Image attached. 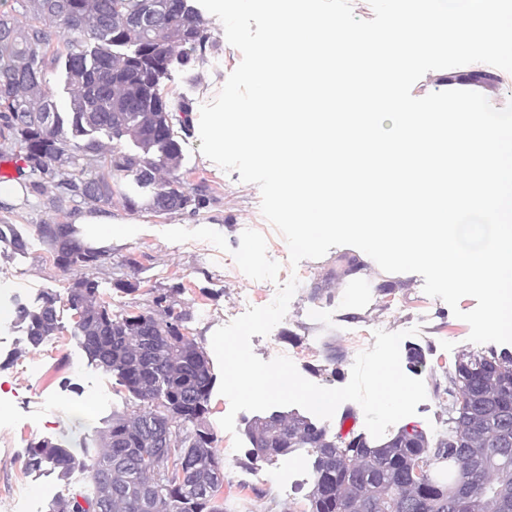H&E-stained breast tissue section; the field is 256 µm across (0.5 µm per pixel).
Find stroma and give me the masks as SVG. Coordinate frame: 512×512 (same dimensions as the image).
Masks as SVG:
<instances>
[{"instance_id": "1", "label": "stroma", "mask_w": 512, "mask_h": 512, "mask_svg": "<svg viewBox=\"0 0 512 512\" xmlns=\"http://www.w3.org/2000/svg\"><path fill=\"white\" fill-rule=\"evenodd\" d=\"M203 18L213 49L207 51L205 63L174 71L164 87L170 104L185 101L195 110L217 96L242 59L241 52L227 42L220 20L208 12ZM178 141L182 150L179 174L187 183L202 180L209 185L212 200L208 207L196 214H160L150 210L148 194L141 193L133 209L114 200L112 227L79 228L78 237L84 244L109 254L91 275L99 284L100 299L109 303L114 314L147 311L156 289L182 283L178 303L191 314L188 332L207 348L219 327L241 316L246 305L271 303L278 283L287 282L294 269H301L299 286L284 319L268 335L252 336L254 353L266 361L287 356L305 379L339 388L349 382L360 348L351 343L350 334L363 336L364 345L370 347L375 330L405 332L400 346L402 369L409 377L422 379L428 394L415 415L388 428L391 436L401 427L431 437L442 431L441 401L433 387L435 381L445 380L459 354L512 356V343L469 342L470 328L456 313L473 310L474 298H462L458 310H451L443 300L424 293V279L419 274L382 271L365 253L357 255V273L341 286L323 288L335 252L291 267L285 239L261 213L259 187L241 182L239 172H225L202 155L198 129L179 135ZM67 219V213L50 206L43 196H30L9 213L0 210V223L14 225L27 242L26 250L19 253L0 248V285L12 288L17 302L37 307L46 293L65 294L72 283L75 271L55 265L38 233L39 225ZM203 226L221 233L228 251L206 241L172 243L162 236L169 228ZM248 228L266 237L268 255L280 265L277 282L252 280L236 265L232 251L239 248L241 234ZM131 258L136 259V266H128ZM120 276L135 283V290L117 288L115 280ZM58 313L59 331L37 347L30 344L25 327L15 319L0 322V388L10 396L8 407L0 410V490L8 494L11 507L21 512H47L53 500L88 484L87 472L78 467L64 478L50 470H29L26 450L30 443L45 437L80 435L95 440L112 412L125 409L127 402L115 376L89 361L74 335L72 311L62 305ZM417 352L423 362L416 366L411 358ZM229 407L224 396L212 392L206 423L218 448L230 451L224 459L225 507L229 512H304L305 496L313 485L305 451L273 461L247 460L244 451L233 450V437L244 434L246 421L255 414L239 412L236 431L231 434L219 424ZM284 470L301 473L299 482L286 494L273 477L274 472Z\"/></svg>"}]
</instances>
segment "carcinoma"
<instances>
[{"mask_svg":"<svg viewBox=\"0 0 512 512\" xmlns=\"http://www.w3.org/2000/svg\"><path fill=\"white\" fill-rule=\"evenodd\" d=\"M16 4L0 13V146L20 156L29 192L50 191L54 206L71 203L75 214L112 205L130 178L156 213L206 208L205 183L189 187L175 174L174 124L189 130L192 109L171 107L162 87L173 65L202 62L213 47L194 0ZM61 30L70 37L52 52ZM61 60L72 94L65 114L44 84V71ZM39 233L54 263L79 273L65 306L78 317L82 348L143 406L113 413L99 446L81 445V458L63 441L30 444V469L64 476L79 464L90 474L91 490L53 501L49 512H224V458L206 425L216 377L187 336L190 314L175 307L182 286L158 291L145 313L114 315L89 275L104 252L82 244L73 224H42ZM0 244L26 248L10 224H0ZM357 268L355 256L339 254L325 284ZM56 303L48 294L35 310L18 307L32 345L60 329ZM448 383V431L436 439L403 428L379 445L357 435L339 446L307 417L274 411L248 423V456L272 461L307 449L314 482L305 512H512V357L464 354Z\"/></svg>","mask_w":512,"mask_h":512,"instance_id":"1","label":"carcinoma"}]
</instances>
